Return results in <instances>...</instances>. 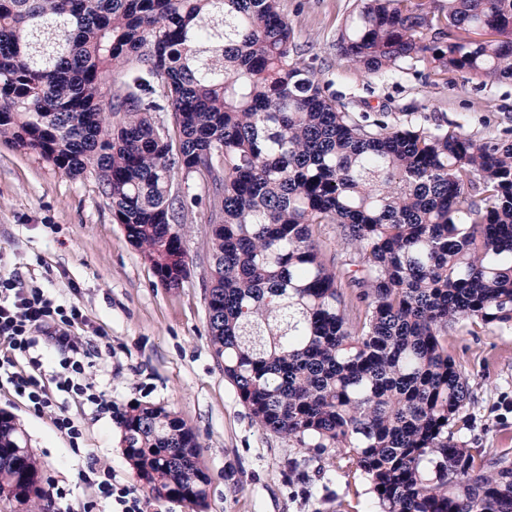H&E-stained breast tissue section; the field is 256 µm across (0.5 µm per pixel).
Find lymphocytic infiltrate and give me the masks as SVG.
Listing matches in <instances>:
<instances>
[{
	"label": "lymphocytic infiltrate",
	"instance_id": "lymphocytic-infiltrate-1",
	"mask_svg": "<svg viewBox=\"0 0 512 512\" xmlns=\"http://www.w3.org/2000/svg\"><path fill=\"white\" fill-rule=\"evenodd\" d=\"M106 340L105 332L76 304L0 275V385H10L35 413H51L56 429L77 456L82 453L83 427L67 414L64 401L76 397L100 412H111L106 392L90 382L87 374ZM42 344L60 355L57 365L48 370L36 352ZM77 481L94 492L78 512H97L101 507L112 512H144L142 494L116 481L110 469L94 461L79 469Z\"/></svg>",
	"mask_w": 512,
	"mask_h": 512
}]
</instances>
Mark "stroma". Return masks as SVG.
<instances>
[{"label": "stroma", "instance_id": "1", "mask_svg": "<svg viewBox=\"0 0 512 512\" xmlns=\"http://www.w3.org/2000/svg\"><path fill=\"white\" fill-rule=\"evenodd\" d=\"M299 62L352 112L426 113L477 137L512 141V82L479 84L469 75L446 79L425 69L370 74L338 58L336 40L354 0H282ZM180 226L190 273L180 287L163 286L115 224L95 177H70L37 153L0 142V273L74 302L104 328L112 346L90 370L118 408L162 404L193 429L198 460L212 477L204 512H336L338 502L372 512L368 486L318 469L307 450L263 431L225 380L210 344L205 281L211 262L205 190ZM448 352L468 376L472 396L455 437L468 448H512V329L476 324L450 332ZM84 428L83 446L99 466L130 486L140 481L123 451L114 416L69 402ZM0 411L22 424L40 464L43 492L73 489L81 464L50 415L36 414L11 389ZM304 460L305 475L288 469Z\"/></svg>", "mask_w": 512, "mask_h": 512}]
</instances>
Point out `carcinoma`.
<instances>
[{
    "mask_svg": "<svg viewBox=\"0 0 512 512\" xmlns=\"http://www.w3.org/2000/svg\"><path fill=\"white\" fill-rule=\"evenodd\" d=\"M336 53L512 80V0H358ZM295 54L280 0H0V141L94 176L168 288L197 200L174 175L207 167L209 339L252 420L367 483L377 512H512V451L454 440L471 387L448 354L450 331L512 329V142L350 112ZM121 427L144 488L202 512L195 432L141 403ZM39 481L1 416L0 498L39 500Z\"/></svg>",
    "mask_w": 512,
    "mask_h": 512,
    "instance_id": "carcinoma-1",
    "label": "carcinoma"
}]
</instances>
